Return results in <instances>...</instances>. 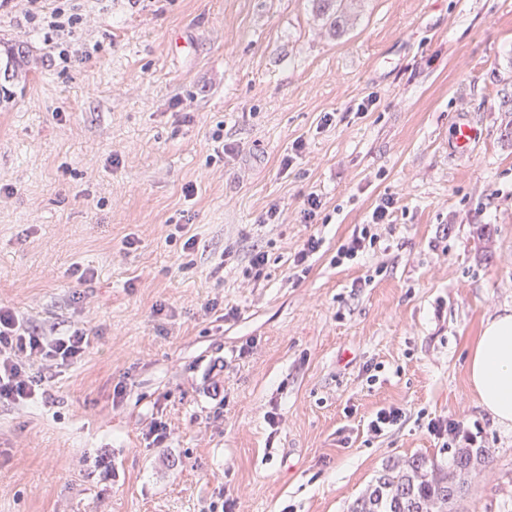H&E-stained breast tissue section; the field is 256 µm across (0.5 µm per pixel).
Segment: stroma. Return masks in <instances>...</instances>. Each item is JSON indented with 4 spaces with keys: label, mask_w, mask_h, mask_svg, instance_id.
Here are the masks:
<instances>
[{
    "label": "stroma",
    "mask_w": 512,
    "mask_h": 512,
    "mask_svg": "<svg viewBox=\"0 0 512 512\" xmlns=\"http://www.w3.org/2000/svg\"><path fill=\"white\" fill-rule=\"evenodd\" d=\"M56 2L74 36L0 0L33 60L0 111V306L90 346L43 402L0 404V512H348L388 465L449 462L438 419L488 457L458 512H512V428L466 371L512 309V0H352L340 32L321 0ZM479 139V129L473 123L460 121L454 123L451 143L460 157L470 158ZM396 201L393 197H387L374 209L370 224H362L355 229L351 237L345 240L336 250V264H343L344 261H353L360 258L369 251L377 241V234L373 227L383 224L389 215L390 209L394 208ZM322 238L311 235L302 241L298 251L295 253L293 258V266L296 271L294 276H300L299 273H306L309 269V265H306L310 257L316 254L322 247ZM403 418H405V413L401 408L381 409L376 413L375 418L370 421V430L375 435H381L383 432L400 425Z\"/></svg>",
    "instance_id": "35a3bbf8"
}]
</instances>
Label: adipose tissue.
<instances>
[{
    "instance_id": "1",
    "label": "adipose tissue",
    "mask_w": 512,
    "mask_h": 512,
    "mask_svg": "<svg viewBox=\"0 0 512 512\" xmlns=\"http://www.w3.org/2000/svg\"><path fill=\"white\" fill-rule=\"evenodd\" d=\"M469 382L480 405L504 427L512 425V311L487 319L468 356Z\"/></svg>"
}]
</instances>
